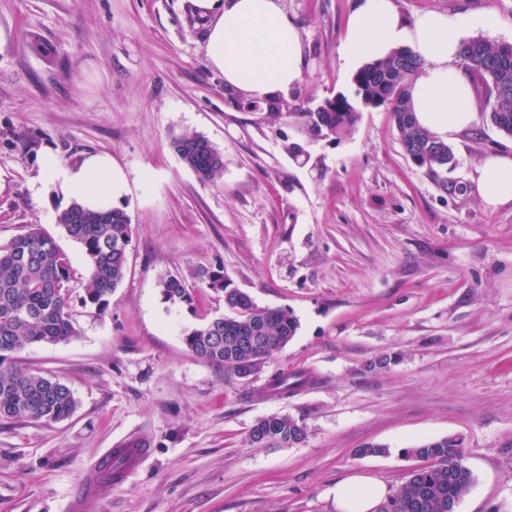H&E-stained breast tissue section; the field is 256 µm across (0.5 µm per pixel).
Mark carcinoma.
Listing matches in <instances>:
<instances>
[{"instance_id": "cac0c4a2", "label": "carcinoma", "mask_w": 512, "mask_h": 512, "mask_svg": "<svg viewBox=\"0 0 512 512\" xmlns=\"http://www.w3.org/2000/svg\"><path fill=\"white\" fill-rule=\"evenodd\" d=\"M461 67L479 97L491 105V123L512 136V43L472 38L462 43ZM423 68L409 48L365 62L353 75L350 95L339 93L314 109L286 113L304 136L338 140L345 136L365 109L390 112L401 146L410 162L433 176L455 167L447 142L420 127L410 105L414 80ZM181 162L200 180L214 182L224 171V156L204 135L184 131L172 138ZM58 223L78 242L89 259V276L80 306L101 315L123 282L132 241L131 222L122 207L90 210L74 201ZM69 257L36 225L0 244V419L55 422L76 407L73 393L58 379L21 369L15 354L31 344L66 342L79 334L73 310ZM206 287L223 293L224 314L191 329L187 348L201 361L229 376L244 377L261 367L296 335L299 321L288 308L258 306L246 292L230 286L219 271L204 272ZM162 299L190 305L191 289L180 275L159 282ZM266 443L293 444L306 430L295 419L280 414L263 418ZM405 454L428 465L416 468L379 506V512H448V502L460 501L474 478L464 463L462 440H429Z\"/></svg>"}]
</instances>
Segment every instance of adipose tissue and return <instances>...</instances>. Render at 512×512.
Instances as JSON below:
<instances>
[{
  "label": "adipose tissue",
  "mask_w": 512,
  "mask_h": 512,
  "mask_svg": "<svg viewBox=\"0 0 512 512\" xmlns=\"http://www.w3.org/2000/svg\"><path fill=\"white\" fill-rule=\"evenodd\" d=\"M193 6L208 28L207 61L228 88L251 99H267L299 80L303 52L281 0H193ZM470 22L466 15L425 13L408 23L392 0H359L347 22L344 59L351 65L409 47L424 63L412 89L414 117L449 141L476 118L474 89L459 64ZM38 167L33 184L38 196L50 193L91 210H108L121 206L127 191L125 175L108 154H89L67 166L47 150ZM477 189L486 205L512 201V157L486 158L478 168ZM388 493L383 480L363 475L339 481L329 491L336 512H375Z\"/></svg>",
  "instance_id": "1"
}]
</instances>
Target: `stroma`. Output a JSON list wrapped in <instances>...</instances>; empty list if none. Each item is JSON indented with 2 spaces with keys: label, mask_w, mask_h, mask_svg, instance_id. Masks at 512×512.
I'll return each mask as SVG.
<instances>
[{
  "label": "stroma",
  "mask_w": 512,
  "mask_h": 512,
  "mask_svg": "<svg viewBox=\"0 0 512 512\" xmlns=\"http://www.w3.org/2000/svg\"><path fill=\"white\" fill-rule=\"evenodd\" d=\"M405 19L489 14L467 38L512 43V0H392ZM356 0H281L304 56L287 93L248 110L205 57L191 0H0V243L39 225L72 266L88 258L58 224L60 199L35 197L37 159L68 166L110 154L127 178L132 244L125 279L101 315L76 308L79 334L20 349V367L65 383L67 419L0 420V512H69L84 476L120 441L150 448L128 483L98 487L96 512H336L328 491L353 474L404 483L405 449L457 436L474 482L458 512H512V201L481 200V161L512 137L479 105L451 142L448 195L407 159L384 109L341 140L303 142L282 117L351 93L343 60ZM224 155L200 181L175 153L183 129ZM223 270L262 307L291 308L294 338L246 379L200 361L184 335L223 314L198 285ZM179 274L192 306L163 301ZM389 364H376L379 356ZM275 375L307 382L266 392ZM303 423L302 442H251L261 418ZM384 455L356 456L366 444Z\"/></svg>",
  "instance_id": "1"
}]
</instances>
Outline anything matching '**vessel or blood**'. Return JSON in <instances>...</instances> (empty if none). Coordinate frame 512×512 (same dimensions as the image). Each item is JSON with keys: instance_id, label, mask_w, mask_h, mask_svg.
<instances>
[{"instance_id": "1", "label": "vessel or blood", "mask_w": 512, "mask_h": 512, "mask_svg": "<svg viewBox=\"0 0 512 512\" xmlns=\"http://www.w3.org/2000/svg\"><path fill=\"white\" fill-rule=\"evenodd\" d=\"M148 456L147 448L133 443L109 449L100 466L84 477L82 493L73 501L72 512H91L97 485L101 480H109L116 486L125 484L140 469Z\"/></svg>"}]
</instances>
